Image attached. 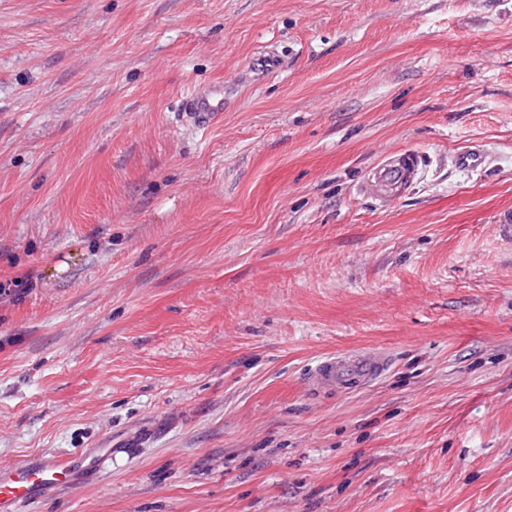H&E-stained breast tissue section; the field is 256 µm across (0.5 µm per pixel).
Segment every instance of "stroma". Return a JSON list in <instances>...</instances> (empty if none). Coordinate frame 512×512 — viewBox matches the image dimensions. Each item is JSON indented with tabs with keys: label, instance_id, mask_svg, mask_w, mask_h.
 <instances>
[{
	"label": "stroma",
	"instance_id": "1",
	"mask_svg": "<svg viewBox=\"0 0 512 512\" xmlns=\"http://www.w3.org/2000/svg\"><path fill=\"white\" fill-rule=\"evenodd\" d=\"M510 211L512 0H0V468L113 451L21 512H512ZM183 108L190 120L204 126L217 122L224 112V84L216 82L188 96ZM423 165L421 154L405 150L374 171L373 176L392 191L399 192L417 178ZM387 365L384 358L350 359L343 355L325 359L310 377L315 390H331L349 386L356 381L381 373Z\"/></svg>",
	"mask_w": 512,
	"mask_h": 512
}]
</instances>
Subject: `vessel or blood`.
<instances>
[{"mask_svg": "<svg viewBox=\"0 0 512 512\" xmlns=\"http://www.w3.org/2000/svg\"><path fill=\"white\" fill-rule=\"evenodd\" d=\"M183 108L199 126L217 122L224 112V85L216 82L188 96ZM424 159L415 151L405 150L378 168L375 178L392 191H400L413 182L422 170ZM386 366L382 358L350 359L336 355L325 359L310 378L317 390L349 386L356 381L381 373ZM112 457L108 448L62 459L44 454L24 456L9 467L0 469V512H19L21 505L43 497L51 490L74 488L92 481L104 471Z\"/></svg>", "mask_w": 512, "mask_h": 512, "instance_id": "b4317fda", "label": "vessel or blood"}]
</instances>
